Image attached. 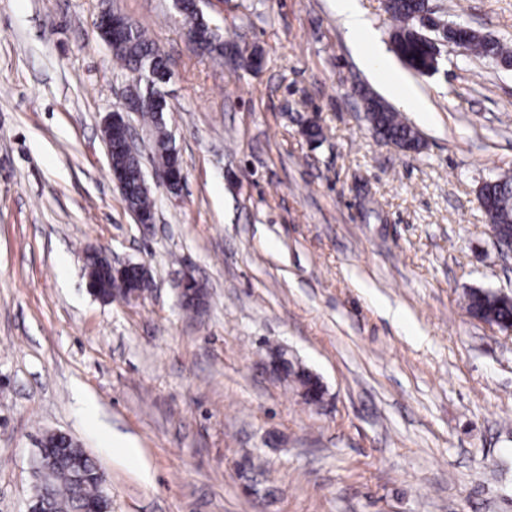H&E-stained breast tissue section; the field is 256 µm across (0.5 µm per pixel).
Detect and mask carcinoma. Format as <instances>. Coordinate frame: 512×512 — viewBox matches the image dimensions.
<instances>
[{"instance_id":"carcinoma-1","label":"carcinoma","mask_w":512,"mask_h":512,"mask_svg":"<svg viewBox=\"0 0 512 512\" xmlns=\"http://www.w3.org/2000/svg\"><path fill=\"white\" fill-rule=\"evenodd\" d=\"M386 11L395 22L391 40L394 51L402 62L420 75L429 74L428 68L433 53L440 52L439 45L431 33L437 32L441 39L462 47L478 57L498 59L512 63V48L497 40L481 36L474 31L457 34L442 28L430 17L426 0H386ZM203 37L196 49L211 56L223 58L243 67H253L259 60L257 51H248L234 41L221 40L210 30L211 21L204 14L195 15ZM113 57L129 73L152 70L156 73L167 71L165 59L146 32L134 25L127 35L112 43ZM157 94L155 87L145 80L133 82L129 95L150 99V103L140 112L144 125L153 139V163L165 166L178 160L174 155L175 144L171 142L168 123L167 101H152ZM365 118L373 129L385 140L402 149L417 151L421 147L419 132L409 125L389 104L376 95L365 91ZM113 166L124 169L127 182L123 193L130 212L155 217L154 206L149 190L141 180L143 163L141 158L126 153L112 156ZM488 224L501 234L506 243H512V177H499L485 183L480 188ZM88 276L95 279L100 301L109 303L114 297H121L136 290L142 294L148 291L142 277L137 273L118 278L114 277L92 261L86 266ZM467 312L474 317L489 316L504 329L512 328V299L507 295L496 296L482 289H473L467 296ZM288 375L292 376L301 388L307 404H317L313 393L320 390V380L303 368L288 365ZM48 474L41 475L36 469V484L32 499L43 501L48 512H83L94 503L103 509L109 507L108 492L102 484L99 468L83 448L74 442L60 451L50 449L46 458Z\"/></svg>"}]
</instances>
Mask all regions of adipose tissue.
Masks as SVG:
<instances>
[{"instance_id":"1","label":"adipose tissue","mask_w":512,"mask_h":512,"mask_svg":"<svg viewBox=\"0 0 512 512\" xmlns=\"http://www.w3.org/2000/svg\"><path fill=\"white\" fill-rule=\"evenodd\" d=\"M335 9L343 25L356 40L361 64L376 77L386 78L390 92L398 101L405 104L412 103L414 100L412 88L405 83L389 78L388 70L380 57L373 53V31L359 6L358 0H336Z\"/></svg>"}]
</instances>
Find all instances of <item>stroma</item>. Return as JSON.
Returning a JSON list of instances; mask_svg holds the SVG:
<instances>
[{"label":"stroma","instance_id":"obj_1","mask_svg":"<svg viewBox=\"0 0 512 512\" xmlns=\"http://www.w3.org/2000/svg\"><path fill=\"white\" fill-rule=\"evenodd\" d=\"M359 4L425 106L397 107L420 150L366 121L361 90L389 92L333 0H207L252 71L194 51L173 0H0V512H27L48 431L105 472L111 512H512V333L466 310L471 289L512 297L478 201L512 176V67L448 44L415 75L385 0ZM430 4L512 46V0ZM112 9L171 72L185 184L152 187L146 229L102 138L131 81L95 26ZM92 249L152 293L96 299ZM278 346L321 405L269 374ZM287 370L288 376H293L295 381L299 384L305 403L316 405L320 398L316 399L312 392L321 390L319 378L303 368L298 367L295 369L290 363Z\"/></svg>","mask_w":512,"mask_h":512}]
</instances>
